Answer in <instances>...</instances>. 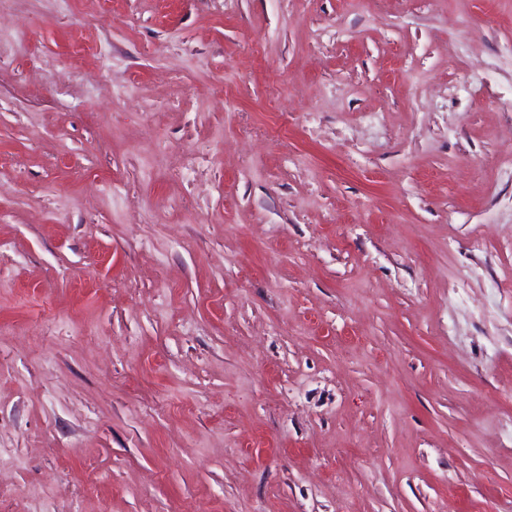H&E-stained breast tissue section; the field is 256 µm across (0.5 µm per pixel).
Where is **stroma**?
I'll return each instance as SVG.
<instances>
[{
	"mask_svg": "<svg viewBox=\"0 0 512 512\" xmlns=\"http://www.w3.org/2000/svg\"><path fill=\"white\" fill-rule=\"evenodd\" d=\"M508 161L512 0H0V512H512Z\"/></svg>",
	"mask_w": 512,
	"mask_h": 512,
	"instance_id": "obj_1",
	"label": "stroma"
}]
</instances>
